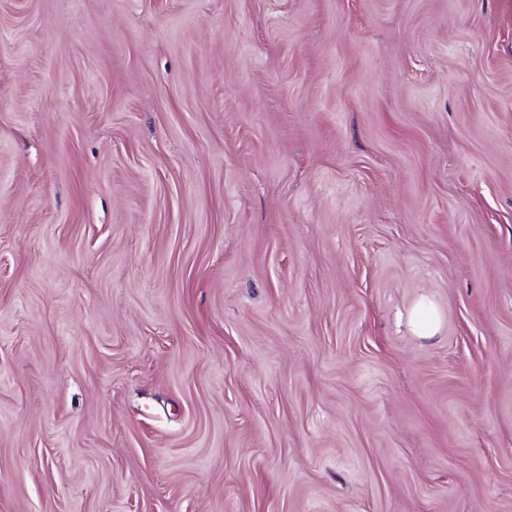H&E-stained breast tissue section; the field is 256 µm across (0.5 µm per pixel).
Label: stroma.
Instances as JSON below:
<instances>
[{
	"mask_svg": "<svg viewBox=\"0 0 512 512\" xmlns=\"http://www.w3.org/2000/svg\"><path fill=\"white\" fill-rule=\"evenodd\" d=\"M0 512H512V0H0ZM410 324L419 336H434L439 328V316L432 307L423 304L412 313Z\"/></svg>",
	"mask_w": 512,
	"mask_h": 512,
	"instance_id": "obj_1",
	"label": "stroma"
}]
</instances>
